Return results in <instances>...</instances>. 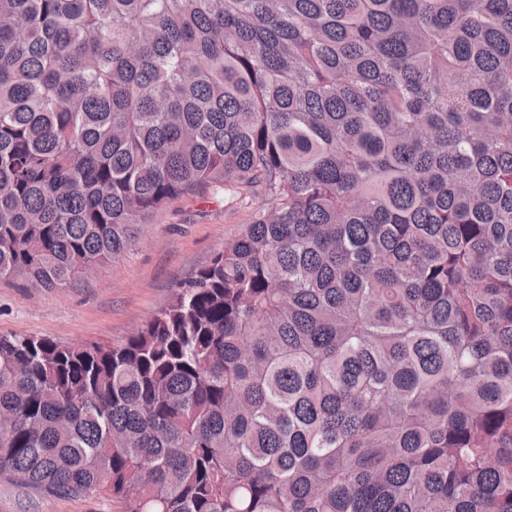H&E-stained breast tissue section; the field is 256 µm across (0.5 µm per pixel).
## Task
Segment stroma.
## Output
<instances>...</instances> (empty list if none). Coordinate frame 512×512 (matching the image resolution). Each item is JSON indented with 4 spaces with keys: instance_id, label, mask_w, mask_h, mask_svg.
Instances as JSON below:
<instances>
[{
    "instance_id": "obj_1",
    "label": "stroma",
    "mask_w": 512,
    "mask_h": 512,
    "mask_svg": "<svg viewBox=\"0 0 512 512\" xmlns=\"http://www.w3.org/2000/svg\"><path fill=\"white\" fill-rule=\"evenodd\" d=\"M260 200H224L204 189L155 213L139 240L94 276L66 288L31 290L0 280V336H46L69 344L119 346L166 307L174 289L190 280L225 243L237 238ZM0 512H122L95 491L61 499L0 478Z\"/></svg>"
}]
</instances>
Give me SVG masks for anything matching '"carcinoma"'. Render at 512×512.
I'll return each instance as SVG.
<instances>
[{"mask_svg":"<svg viewBox=\"0 0 512 512\" xmlns=\"http://www.w3.org/2000/svg\"><path fill=\"white\" fill-rule=\"evenodd\" d=\"M212 184L263 202L124 345L0 336V475L512 512V0H0V278Z\"/></svg>","mask_w":512,"mask_h":512,"instance_id":"carcinoma-1","label":"carcinoma"}]
</instances>
